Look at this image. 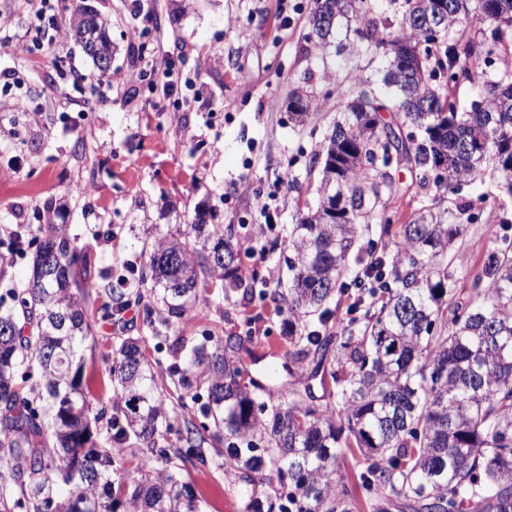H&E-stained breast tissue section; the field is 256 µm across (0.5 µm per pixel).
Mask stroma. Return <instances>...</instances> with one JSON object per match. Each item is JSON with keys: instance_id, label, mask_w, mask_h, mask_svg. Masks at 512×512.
<instances>
[{"instance_id": "35a3bbf8", "label": "stroma", "mask_w": 512, "mask_h": 512, "mask_svg": "<svg viewBox=\"0 0 512 512\" xmlns=\"http://www.w3.org/2000/svg\"><path fill=\"white\" fill-rule=\"evenodd\" d=\"M111 22L112 68L143 71L142 79L97 96L102 74L73 41H56L27 53L18 41L33 26L25 0H0V81L28 98L24 112L0 109V289L28 283L53 201L54 222L82 249L95 282L117 285L127 263L148 261L159 238L184 229L198 208L217 224H261L254 193H264L277 229L294 223L299 206L316 204L318 175L309 171L315 151L345 103L339 86L364 79L379 83L382 56L319 51L304 36L312 0H91ZM154 49L139 59L134 35ZM173 67L178 94L163 95L150 75ZM317 97L307 126L288 112L294 90ZM28 229L22 243L11 231ZM512 236V200L485 207L478 223L457 240L453 270L475 273L485 256ZM101 301L87 289L90 333L83 346L86 397L99 420L97 447L112 444L101 410L112 407L113 352L128 337L146 339L157 383L170 407L169 440L186 423L204 428L205 387H184L171 374L177 338L201 339L241 332L255 321L261 343L242 362L274 397L287 399L288 342L270 301L227 305L221 295L199 297L192 316L151 337L142 306L123 320L104 319ZM201 512H243L249 496H266L267 481L239 472H191Z\"/></svg>"}]
</instances>
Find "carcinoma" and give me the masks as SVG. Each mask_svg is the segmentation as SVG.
Segmentation results:
<instances>
[{
	"label": "carcinoma",
	"mask_w": 512,
	"mask_h": 512,
	"mask_svg": "<svg viewBox=\"0 0 512 512\" xmlns=\"http://www.w3.org/2000/svg\"><path fill=\"white\" fill-rule=\"evenodd\" d=\"M393 16L369 0H313L306 41L330 44L341 22L355 24L354 52L382 54L388 41H405L411 56L381 83L390 99L360 83L346 112L334 119L322 150L311 158L321 196H343L333 213L320 203L298 212L288 226V288H266L255 274L239 275L243 242L255 238L268 253L266 234L234 225L207 224L198 212L187 228L154 245L149 262L127 266L135 288H101V310L116 315L147 297L149 325L170 329L189 315L199 294L220 290L228 304L270 299L288 310L291 376L313 367L328 400L316 403L310 383L273 401L265 386L244 379L240 352L256 330L205 336L176 344L184 385L207 383L205 416L224 450L202 447L195 426L168 441L163 427L167 395L156 383L140 341L127 338L112 367L116 393L111 426L116 443H140V468L149 470L129 489L112 478L120 448H96L84 392L80 345L90 326L82 301L87 261L62 228H39L32 280L6 293L15 304L0 313V512H201L190 469L228 464L272 493L250 497L245 512H512V245L489 253L470 287L450 270L466 225L448 223L445 196L490 177L512 198V0H388ZM67 38L95 67L112 73L109 21L85 0L71 7ZM494 13L489 34L460 29ZM501 60L495 67L493 59ZM469 83L478 99L459 111L456 91ZM311 95L293 93L292 119L306 121ZM368 111H362L363 107ZM397 118L384 120L382 113ZM447 172L440 185L437 161ZM406 165L416 185L443 191L397 223L390 211L393 172ZM381 225L365 239L369 225ZM54 268L40 275L44 260ZM348 312L363 319L335 320L329 304L354 287ZM37 320L20 334L18 318ZM38 381L29 383L32 371ZM363 458L356 480L337 476L345 451Z\"/></svg>",
	"instance_id": "carcinoma-1"
}]
</instances>
